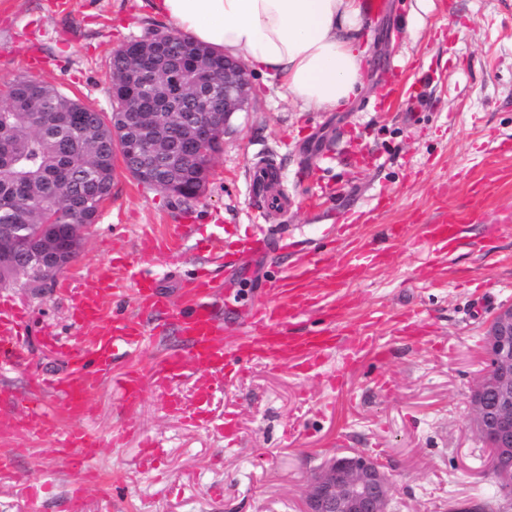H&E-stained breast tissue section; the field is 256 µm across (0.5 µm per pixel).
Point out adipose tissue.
I'll return each mask as SVG.
<instances>
[{"label": "adipose tissue", "mask_w": 512, "mask_h": 512, "mask_svg": "<svg viewBox=\"0 0 512 512\" xmlns=\"http://www.w3.org/2000/svg\"><path fill=\"white\" fill-rule=\"evenodd\" d=\"M174 31L277 80L304 112H333L363 88L359 0H162Z\"/></svg>", "instance_id": "obj_1"}]
</instances>
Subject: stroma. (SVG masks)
I'll return each mask as SVG.
<instances>
[{"mask_svg": "<svg viewBox=\"0 0 512 512\" xmlns=\"http://www.w3.org/2000/svg\"><path fill=\"white\" fill-rule=\"evenodd\" d=\"M158 0H0V88L21 76L56 84L99 112L112 111V52L145 29H166ZM388 50L378 55V40ZM364 88L347 107L304 112L272 79L251 75L252 108L237 113L211 163L205 192L183 202L115 170L112 198L85 236L67 275L91 280L115 257L151 273L174 306L199 269L222 285L216 314L232 331L266 299L265 283L289 266L290 254L225 263L210 244L258 223L250 167L265 159L279 169L290 211L275 231L294 236L304 253L331 247L339 219L355 221V240L386 241L380 262L341 292L315 280L321 301L295 320L293 333L321 329L337 296L349 307L337 329L369 331L376 351L344 366L330 351L307 374L266 363L241 380L217 383L204 404L208 424L169 415L154 386L127 408L110 383L91 397V413L63 428L85 427L101 440L83 481L49 438L0 440L13 455L0 471V512H25L22 479L46 485L42 512H303L317 467L349 451L371 455L394 483V512H452L460 502L493 499L491 450L473 428L472 393L486 367L484 338L500 308L512 305V181L492 183L489 168L512 173V0H390L364 20ZM403 70L421 106L370 105ZM469 208L461 244L446 253L420 249L439 208ZM194 226L184 234L183 222ZM500 224L491 239L485 224ZM167 237L165 253L151 239ZM22 300L29 341L15 367L0 371V422L14 419L17 396L35 392L41 375L66 370L46 345L78 339L70 305L55 283L0 284V297ZM421 313L418 329L400 332V317ZM142 346L119 350L113 370H142L187 345L174 325H145ZM158 445L155 465L145 443ZM82 487L74 506L72 489Z\"/></svg>", "mask_w": 512, "mask_h": 512, "instance_id": "35a3bbf8", "label": "stroma"}]
</instances>
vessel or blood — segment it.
<instances>
[{
    "mask_svg": "<svg viewBox=\"0 0 512 512\" xmlns=\"http://www.w3.org/2000/svg\"><path fill=\"white\" fill-rule=\"evenodd\" d=\"M469 220L470 215L465 211L441 214L428 224L426 240L436 250L448 249L461 226ZM274 247L268 234L259 230L247 237L240 254L255 256L270 252ZM382 254L380 245L360 242L348 261L337 252L321 254L315 260L300 257L296 266L283 272L274 284V297L254 307L247 329L230 345L224 342L228 331L216 316L212 303L217 285L209 278L200 276L188 284L185 303L175 311L169 309L153 279L135 274L116 276L108 265L97 269L94 283L89 287L78 283L76 278H63L58 283L59 288L69 298L77 322L92 328L93 335L70 349L72 368L67 374L40 380V396L22 399L21 411L10 424L9 432L55 440L74 475L80 477L95 455L99 439L86 429H62L60 421L65 417L77 420L84 417L90 409L89 396L102 380H111L131 406L141 399L145 381H152L161 390L163 404L170 412L192 419L196 416L193 404L207 402L216 381L239 378L245 366L252 362L285 364L302 372L317 365L328 350L340 344L345 347L346 361H354L361 353L375 348V337L365 332L345 336L332 327L292 336L288 333L289 325L302 309L315 304L305 293L306 283L312 277L325 274L331 286L337 289L359 269L375 264ZM127 297L132 298L137 315L125 311L122 302ZM168 313L173 314L179 334L186 336L187 350L153 364L145 375L136 370L113 373L116 351L142 341L148 317ZM26 322L22 305L0 300L1 366H9L22 346L28 334ZM186 375L193 378L194 402L190 405L171 388L174 380Z\"/></svg>",
    "mask_w": 512,
    "mask_h": 512,
    "instance_id": "obj_1",
    "label": "vessel or blood"
}]
</instances>
